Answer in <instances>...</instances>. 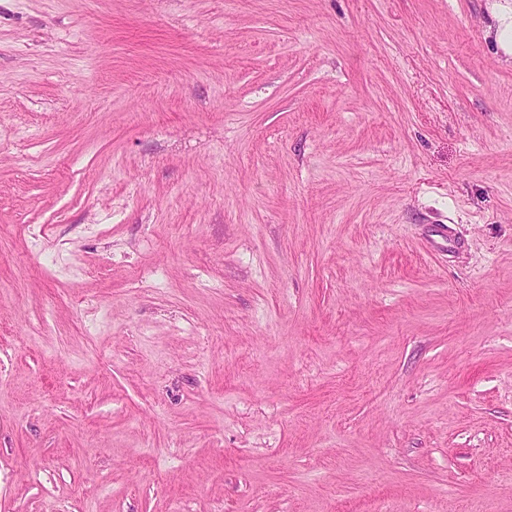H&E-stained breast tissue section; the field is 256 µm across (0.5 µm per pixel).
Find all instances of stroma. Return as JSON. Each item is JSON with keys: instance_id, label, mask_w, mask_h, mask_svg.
Returning a JSON list of instances; mask_svg holds the SVG:
<instances>
[{"instance_id": "stroma-1", "label": "stroma", "mask_w": 512, "mask_h": 512, "mask_svg": "<svg viewBox=\"0 0 512 512\" xmlns=\"http://www.w3.org/2000/svg\"><path fill=\"white\" fill-rule=\"evenodd\" d=\"M493 2L0 0V512H512Z\"/></svg>"}]
</instances>
